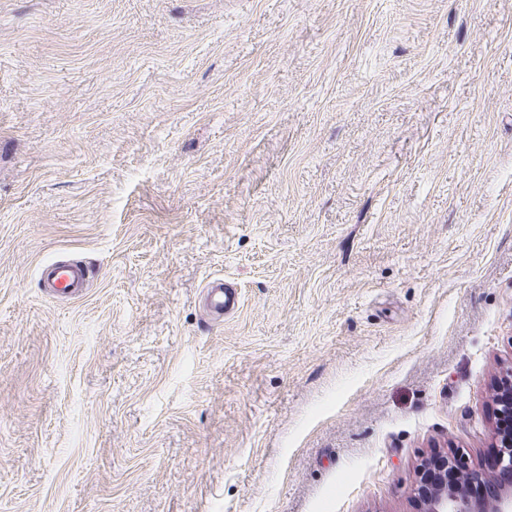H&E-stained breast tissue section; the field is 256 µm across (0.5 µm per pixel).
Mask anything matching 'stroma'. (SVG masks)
<instances>
[{
    "label": "stroma",
    "mask_w": 512,
    "mask_h": 512,
    "mask_svg": "<svg viewBox=\"0 0 512 512\" xmlns=\"http://www.w3.org/2000/svg\"><path fill=\"white\" fill-rule=\"evenodd\" d=\"M511 372L512 0H0V512H425ZM86 282V271L67 262L47 264L41 271L42 288L49 296H80ZM202 305L213 320H220L238 309L240 295L237 288L224 279H211L202 294Z\"/></svg>",
    "instance_id": "obj_1"
}]
</instances>
